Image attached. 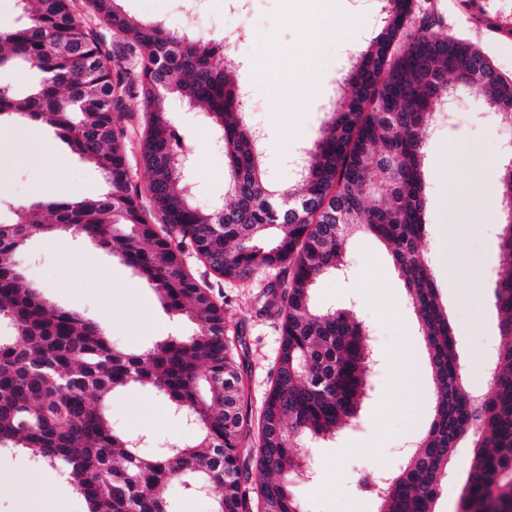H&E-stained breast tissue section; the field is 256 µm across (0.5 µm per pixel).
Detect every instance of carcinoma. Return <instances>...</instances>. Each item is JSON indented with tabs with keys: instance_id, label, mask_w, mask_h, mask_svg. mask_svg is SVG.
Returning <instances> with one entry per match:
<instances>
[{
	"instance_id": "carcinoma-1",
	"label": "carcinoma",
	"mask_w": 512,
	"mask_h": 512,
	"mask_svg": "<svg viewBox=\"0 0 512 512\" xmlns=\"http://www.w3.org/2000/svg\"><path fill=\"white\" fill-rule=\"evenodd\" d=\"M380 31L351 52L340 98L329 105L303 156L300 187L273 188L262 146L245 111L239 64L213 58L221 42L162 20L139 21L117 0H95L103 28L133 40L109 47L88 29L72 0H16L19 24L0 30V72L33 71L22 94L0 83V117L20 114L56 129L72 153L107 179L109 190L80 200L43 198L15 206L0 224V449L46 462L67 476L88 512H169L167 490L204 489L213 512H302L294 492L311 449L305 438H336L357 419L369 389L367 337L349 310L317 309V281L345 266V243L358 230L381 240L407 288L425 336L436 411L399 474L375 492L378 512H435L460 440L474 432L470 475L459 512H512V222L498 233L501 272L493 289L501 341L488 390L464 388L455 336L438 300L427 237L424 134L438 102L459 88L478 92L512 124V75L448 34L416 0H382ZM478 21L512 36V17L482 0ZM138 63L146 110L141 155L146 185L130 176L121 110L130 94L123 61ZM172 98L207 106L227 165L231 203L205 211L188 187V134L168 109ZM512 200V167L499 180ZM150 197L146 205L144 197ZM47 212L51 221L38 219ZM71 233L108 250L144 279L164 310L196 325L164 336L142 353L112 346L94 320L49 302L26 285L18 261L34 231ZM212 273L247 281L261 273L263 310L281 318L273 385L258 417L244 402L238 337L223 306L189 270L185 249ZM151 385L196 431L192 443L148 440L117 430L108 410L115 391ZM256 437V477L240 449Z\"/></svg>"
}]
</instances>
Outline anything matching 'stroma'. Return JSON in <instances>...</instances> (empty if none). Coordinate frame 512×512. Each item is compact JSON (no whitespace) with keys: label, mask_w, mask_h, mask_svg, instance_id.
I'll list each match as a JSON object with an SVG mask.
<instances>
[{"label":"stroma","mask_w":512,"mask_h":512,"mask_svg":"<svg viewBox=\"0 0 512 512\" xmlns=\"http://www.w3.org/2000/svg\"><path fill=\"white\" fill-rule=\"evenodd\" d=\"M456 38L481 49L502 72L512 74V37L490 32L459 0H418ZM123 10L144 20H162L174 30L190 29L217 39L225 30H241L234 50L242 68L241 83L250 88L248 116L265 139V174L269 183L288 186L296 176L289 163L317 136L324 107L336 95L348 53L367 46L382 24L381 0H337L336 10L357 17L348 39L321 45L318 89H295L286 109H279L277 90L301 63L300 51L312 33L310 20L321 11L319 0H207L199 19L186 16L175 0H121ZM287 62L285 72L254 87L252 75L268 54ZM169 109L192 141L196 163L189 180L198 206L229 203L225 193L223 154L211 144L212 130L204 107H186L173 99ZM122 124L135 183L145 184L140 142L144 116L142 96L127 97ZM31 123L19 115L0 121V223L15 219L14 205L47 196L97 197L108 185L100 172L78 156L69 166L53 168V150L64 144L43 125L39 137L21 142ZM512 140V126L489 109L481 95H458L448 113L438 114L426 133L424 172L427 183V241L434 280L456 339L457 359L467 371L469 390L486 391L489 368L501 340L500 314L492 286L500 269L498 238L471 234L479 224H499L498 182ZM19 261L27 284L40 288L50 302L77 310L101 324L118 348L141 353L160 338L159 325L169 316L155 292L118 258L89 241L69 234L32 235ZM344 272L323 278L313 291L319 307L353 310L372 353V388L360 417L332 440L313 444L311 481L298 482L295 494L304 512H377L375 500L363 492V476L396 474L408 461L403 450L427 431L434 415L435 391L424 337L409 303L404 282L395 273L385 245L358 233L346 243ZM185 263L209 284L214 300L224 306V320L241 344L236 360L253 412H260L275 376L280 348V320L262 311L267 276L233 281L213 274L186 254ZM114 426L131 434L192 440L193 429L175 417L154 388L131 386L109 403ZM472 439L463 437L443 480L436 512H457L468 478ZM33 496L36 512H87L70 483L46 484L36 491L17 489L0 496V512H18L19 500Z\"/></svg>","instance_id":"obj_1"}]
</instances>
